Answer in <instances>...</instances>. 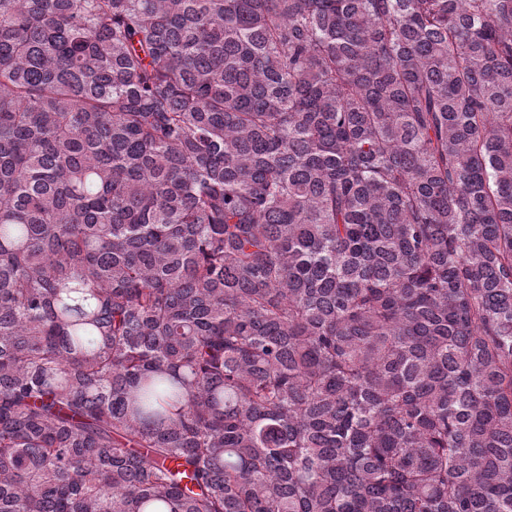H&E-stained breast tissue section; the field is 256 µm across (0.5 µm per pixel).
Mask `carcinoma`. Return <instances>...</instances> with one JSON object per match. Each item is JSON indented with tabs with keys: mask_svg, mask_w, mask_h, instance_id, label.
I'll return each mask as SVG.
<instances>
[{
	"mask_svg": "<svg viewBox=\"0 0 512 512\" xmlns=\"http://www.w3.org/2000/svg\"><path fill=\"white\" fill-rule=\"evenodd\" d=\"M0 512H512V0H0Z\"/></svg>",
	"mask_w": 512,
	"mask_h": 512,
	"instance_id": "cac0c4a2",
	"label": "carcinoma"
}]
</instances>
